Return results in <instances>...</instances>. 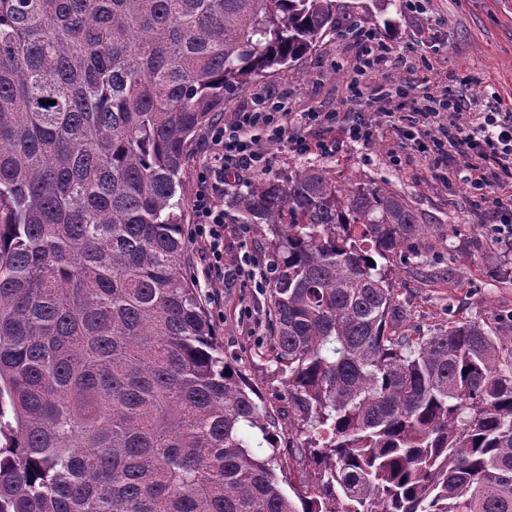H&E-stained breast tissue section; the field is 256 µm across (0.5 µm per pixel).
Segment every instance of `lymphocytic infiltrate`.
<instances>
[{
	"instance_id": "f902f5d3",
	"label": "lymphocytic infiltrate",
	"mask_w": 512,
	"mask_h": 512,
	"mask_svg": "<svg viewBox=\"0 0 512 512\" xmlns=\"http://www.w3.org/2000/svg\"><path fill=\"white\" fill-rule=\"evenodd\" d=\"M326 131L325 138L308 142L307 125ZM396 135L425 136L423 146L429 163L442 167L449 153L458 154L465 166V180L478 204L498 209L512 208V195L502 194L512 183V106L498 104L493 112H463L459 99L424 94L413 112L390 122ZM343 130L357 142L371 141L376 124L362 113L292 112L276 97L257 98L251 111L238 113L231 122L213 123L209 130L210 154L199 172L200 187L192 210L194 233L209 246L208 275L220 279L224 268V173L234 169L253 174L266 172L270 164L268 146L279 142L298 152L311 149L328 153L331 132Z\"/></svg>"
}]
</instances>
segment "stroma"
I'll use <instances>...</instances> for the list:
<instances>
[{"instance_id":"1","label":"stroma","mask_w":512,"mask_h":512,"mask_svg":"<svg viewBox=\"0 0 512 512\" xmlns=\"http://www.w3.org/2000/svg\"><path fill=\"white\" fill-rule=\"evenodd\" d=\"M336 29L328 31L311 53L289 66L266 71L224 95L221 121L248 110L259 95L284 96L295 112H361L376 119L374 140L362 144L346 134L336 136L334 152L297 153L283 144L270 147L269 176L287 179L309 163L330 166L337 179L358 176L388 184L405 195L428 234L425 249L434 268L426 273L394 265L391 278L406 308L402 328L427 335L449 322L480 318L494 324L512 311V281L500 277L502 264L512 262V248L498 243L493 225L512 222V214L490 206L477 207L469 187L458 177L460 157L429 169L418 144L398 138L385 115L409 112L410 99L374 101L377 86L411 87L415 96L447 91L460 97L471 76L483 81L471 109L486 111L488 103L512 102V0H338ZM392 48L400 62L393 67L367 66L364 37ZM357 81L361 98L351 102L345 87ZM194 214L186 212L185 230L191 270L198 294L224 348V360L252 383L275 424L279 464L294 484L314 480L303 449L302 424L288 398V388L271 359L267 330L268 292L245 277L210 279L205 245L192 236ZM266 226L224 222V260L251 257L269 263ZM452 274V284L432 283V275Z\"/></svg>"}]
</instances>
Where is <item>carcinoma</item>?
<instances>
[{"instance_id":"1","label":"carcinoma","mask_w":512,"mask_h":512,"mask_svg":"<svg viewBox=\"0 0 512 512\" xmlns=\"http://www.w3.org/2000/svg\"><path fill=\"white\" fill-rule=\"evenodd\" d=\"M336 9L0 0V512H512V316L397 332L378 259L418 265L426 237L405 196L308 164L232 199L271 234L270 348L310 485L282 487L197 297L192 137Z\"/></svg>"}]
</instances>
